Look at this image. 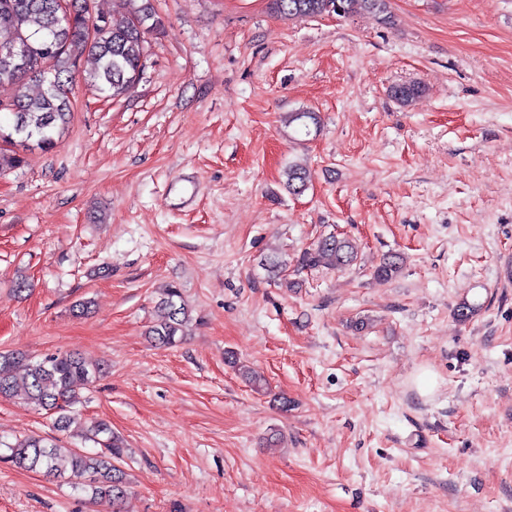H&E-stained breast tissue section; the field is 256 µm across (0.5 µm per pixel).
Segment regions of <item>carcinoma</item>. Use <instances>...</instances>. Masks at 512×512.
<instances>
[{"label":"carcinoma","mask_w":512,"mask_h":512,"mask_svg":"<svg viewBox=\"0 0 512 512\" xmlns=\"http://www.w3.org/2000/svg\"><path fill=\"white\" fill-rule=\"evenodd\" d=\"M125 13L116 20L106 16L108 36L91 40L79 19L64 22L58 0H0V39L12 37L27 46L23 58L0 49V85L13 87L11 97L16 110L6 112L9 124L0 125V139H19L23 146L42 151L57 145L72 113L71 80L84 56L91 67L81 71L84 84L108 97L128 94L137 84L146 50L145 33L136 22L156 29L161 21L151 8L137 0H121ZM273 13L297 19L322 16H348L355 12L374 13L389 20V0H270ZM422 92L418 84L392 88V96L401 104L411 103ZM288 190L304 192L310 182L309 170L299 164L285 171ZM357 259L354 242L345 236L329 234L305 249L296 260V270L315 268L342 269ZM268 279L277 281L288 271V259L275 253L264 258ZM401 270L399 257L387 256L375 274L391 280ZM191 311L181 289L168 284L160 291L155 317L146 331L149 341L158 347H171L188 335ZM23 377H18V371ZM102 372L97 364L76 353L57 351L41 357L0 351V398H19L27 405L56 415L55 428L67 434L69 441L28 435L6 445L0 461L16 468L63 478L71 471L84 478L81 491L91 497H110L114 512H123L128 494L125 472L119 467L125 444L104 421H91L70 431L71 412L83 401V390ZM91 442L94 449L85 444Z\"/></svg>","instance_id":"1"}]
</instances>
